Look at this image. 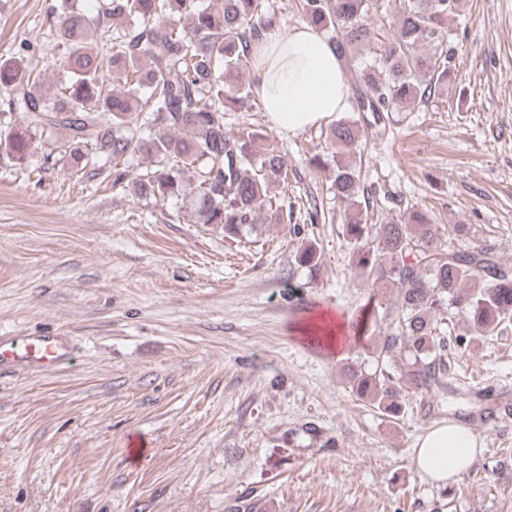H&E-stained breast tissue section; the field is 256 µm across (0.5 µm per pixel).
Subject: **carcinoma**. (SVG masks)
Returning <instances> with one entry per match:
<instances>
[{
	"label": "carcinoma",
	"instance_id": "carcinoma-1",
	"mask_svg": "<svg viewBox=\"0 0 512 512\" xmlns=\"http://www.w3.org/2000/svg\"><path fill=\"white\" fill-rule=\"evenodd\" d=\"M460 7L461 0H395L392 30L380 35L374 0H296L302 20L340 57L365 46L373 54L353 76V111L373 120L341 118L326 141L335 162L330 189L348 207L349 263L368 287L396 292L392 303L368 305L352 320L368 368L350 364L346 373L352 391L387 415L403 412L412 396L448 392L452 349L512 330V268L487 247H445L421 209L369 222L357 161L369 128L447 85L448 20ZM62 8L52 36L70 78L54 95L30 65L29 43L0 56V156L22 163L40 137L61 131L58 154L77 173L103 159L115 167L137 154L153 159L123 176L135 200H179L196 222L229 237L267 223L271 181L288 175L284 155L256 132L226 129L227 108L249 112L255 95L244 79L226 89L218 63L237 70L251 43L280 26L271 0H99L94 15Z\"/></svg>",
	"mask_w": 512,
	"mask_h": 512
}]
</instances>
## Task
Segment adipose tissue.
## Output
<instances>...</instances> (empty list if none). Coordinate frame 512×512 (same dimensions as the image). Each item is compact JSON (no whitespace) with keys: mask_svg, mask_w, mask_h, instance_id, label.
<instances>
[{"mask_svg":"<svg viewBox=\"0 0 512 512\" xmlns=\"http://www.w3.org/2000/svg\"><path fill=\"white\" fill-rule=\"evenodd\" d=\"M256 93L275 127L296 133L320 125L347 107L350 87L334 48L309 25L271 30L250 51ZM480 444L469 428L441 423L414 448L416 469L438 486L476 464Z\"/></svg>","mask_w":512,"mask_h":512,"instance_id":"adipose-tissue-1","label":"adipose tissue"}]
</instances>
